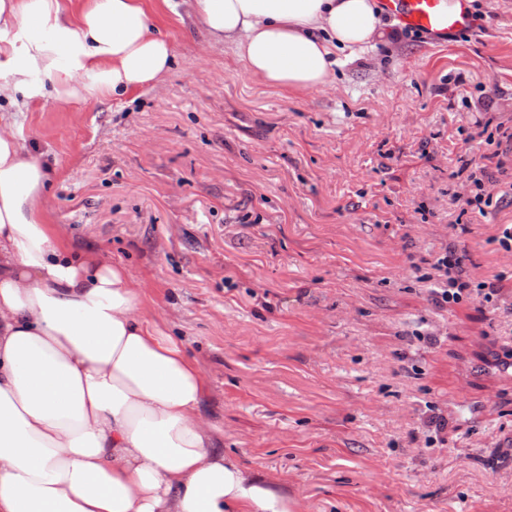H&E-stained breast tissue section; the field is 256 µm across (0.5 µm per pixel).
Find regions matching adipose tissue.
I'll return each mask as SVG.
<instances>
[{"mask_svg": "<svg viewBox=\"0 0 512 512\" xmlns=\"http://www.w3.org/2000/svg\"><path fill=\"white\" fill-rule=\"evenodd\" d=\"M247 73L302 93L339 53L395 32L376 0H187ZM175 63L147 0H0V512H294L227 458L208 380L126 265L50 224L55 168L15 115L46 97L119 100Z\"/></svg>", "mask_w": 512, "mask_h": 512, "instance_id": "adipose-tissue-1", "label": "adipose tissue"}]
</instances>
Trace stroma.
Wrapping results in <instances>:
<instances>
[{
  "mask_svg": "<svg viewBox=\"0 0 512 512\" xmlns=\"http://www.w3.org/2000/svg\"><path fill=\"white\" fill-rule=\"evenodd\" d=\"M170 4L164 83L17 117L57 164L58 235L129 266L207 377L225 454L299 512H512V153L485 142L512 126V0L298 95ZM478 166L482 216L462 211ZM448 247L498 308L436 302L423 275Z\"/></svg>",
  "mask_w": 512,
  "mask_h": 512,
  "instance_id": "1",
  "label": "stroma"
}]
</instances>
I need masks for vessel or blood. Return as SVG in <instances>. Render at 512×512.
Wrapping results in <instances>:
<instances>
[{
  "instance_id": "b4317fda",
  "label": "vessel or blood",
  "mask_w": 512,
  "mask_h": 512,
  "mask_svg": "<svg viewBox=\"0 0 512 512\" xmlns=\"http://www.w3.org/2000/svg\"><path fill=\"white\" fill-rule=\"evenodd\" d=\"M381 5L405 28L424 35L461 33L474 25L468 0H381Z\"/></svg>"
}]
</instances>
